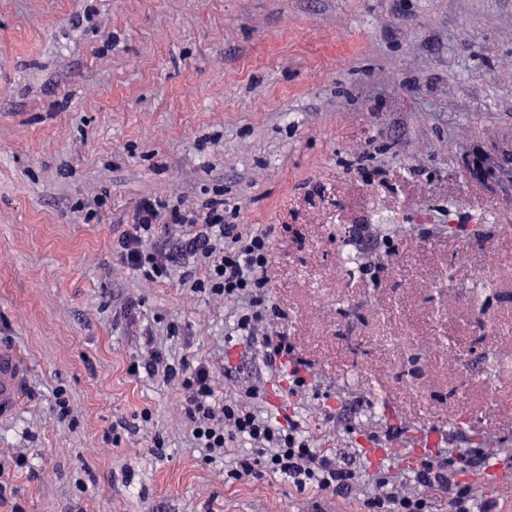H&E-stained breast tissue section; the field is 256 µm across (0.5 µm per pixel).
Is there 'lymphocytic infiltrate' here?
<instances>
[{"label":"lymphocytic infiltrate","instance_id":"lymphocytic-infiltrate-1","mask_svg":"<svg viewBox=\"0 0 512 512\" xmlns=\"http://www.w3.org/2000/svg\"><path fill=\"white\" fill-rule=\"evenodd\" d=\"M117 255L145 279L158 282L176 269L191 291L240 301L230 336L260 338L267 366L275 372L287 368L291 394L307 386L306 363L295 355L287 337L259 333L273 313L266 275L271 262L269 235L227 221L223 200L185 210L142 199L118 235ZM140 336L147 354L131 365V372L178 383L196 447L204 449L209 460L229 459L228 478L277 475L301 491L338 493L351 492L365 481L369 484L363 501L366 512H429L427 499L407 492L412 482L447 493L449 512H491L490 502H475L469 484L461 479L462 473L486 469L484 449L437 452L400 480L379 465L350 468L315 448L299 421L280 420L265 412L264 387L242 386L234 394L217 397L214 372L207 362L172 366L156 349L150 329H142ZM231 448L238 454L230 459L226 453Z\"/></svg>","mask_w":512,"mask_h":512}]
</instances>
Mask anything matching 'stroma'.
I'll use <instances>...</instances> for the list:
<instances>
[{
    "mask_svg": "<svg viewBox=\"0 0 512 512\" xmlns=\"http://www.w3.org/2000/svg\"><path fill=\"white\" fill-rule=\"evenodd\" d=\"M219 191L269 234L266 329L310 367L298 395L260 345L225 358L235 301L116 256L141 199L198 209ZM104 192L110 212L92 213ZM498 266L512 267V0H0V346L30 365L0 420V512H363L358 492L225 479L177 382L129 373L145 327L171 364L208 362L219 393L264 385L269 411L327 452L399 476L439 447L484 449L492 467L465 480L512 512Z\"/></svg>",
    "mask_w": 512,
    "mask_h": 512,
    "instance_id": "stroma-1",
    "label": "stroma"
}]
</instances>
